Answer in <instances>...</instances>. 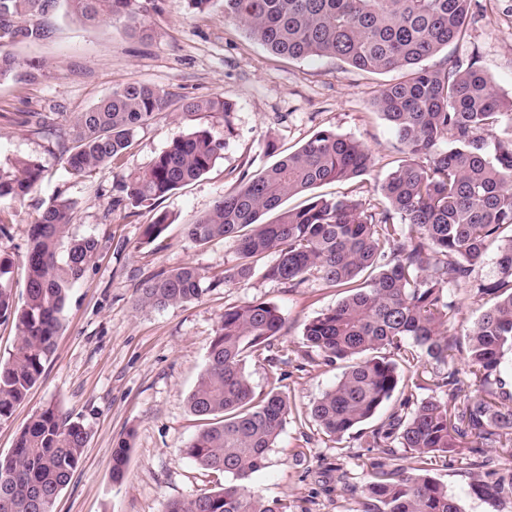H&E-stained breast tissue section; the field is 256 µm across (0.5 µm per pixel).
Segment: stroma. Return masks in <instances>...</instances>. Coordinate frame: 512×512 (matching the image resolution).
<instances>
[{
	"mask_svg": "<svg viewBox=\"0 0 512 512\" xmlns=\"http://www.w3.org/2000/svg\"><path fill=\"white\" fill-rule=\"evenodd\" d=\"M152 36H129L119 21L87 25L58 0L42 20L48 36L19 42L12 53L42 65L41 72L15 70L0 81V169L20 159L39 161L44 177L24 203L0 202V220L10 234L0 248L14 257L13 296L23 302L28 228L49 200L75 203L69 236L94 238V262L71 289L62 326L45 372L12 416L0 421V455H7L30 419L56 406L87 432L83 458L61 491L54 512H162L167 500L215 490L223 472L205 470L186 457L185 447L205 423L187 399L202 372L209 344L226 309L252 301L277 305L285 319L271 355L275 366L247 360L255 393L271 388L272 372L284 376L281 392L291 405L288 423L268 464L246 484L256 496L277 502L282 512H354L356 491L368 479L376 453L350 434L330 440L310 410L336 383L343 364H325L308 350L306 324L346 295L345 288L311 279L287 288L264 276L270 257L253 264L250 278L207 288L200 300L161 309L141 307L136 290L156 275L191 264L207 278L223 276L237 263L234 240L199 244L185 226L208 212L231 190L241 171L257 174L279 156L298 150L316 132L331 130L368 150L370 167L360 177L312 188L315 196L358 199L381 208L379 186L404 157L394 129L376 106L380 90L398 71L369 73L331 58L292 60L267 51L236 22L225 20L224 0L197 10L188 0H148ZM477 59L504 100H512V0H473L466 36L428 57L437 70ZM129 81L159 86L171 106L138 129L116 161L84 177L69 174L56 141L21 117L41 112L66 125L113 88ZM221 93L231 99L230 118L208 112L185 115L184 100ZM206 129L224 150L199 179L161 198L156 210L175 218L158 240L143 243L151 213L129 215L111 206L113 189L145 170L174 139ZM128 439L125 475L113 482L112 449ZM484 469L457 455L434 464L462 512H512V493L491 498L481 485Z\"/></svg>",
	"mask_w": 512,
	"mask_h": 512,
	"instance_id": "stroma-1",
	"label": "stroma"
}]
</instances>
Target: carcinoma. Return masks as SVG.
I'll list each match as a JSON object with an SVG mask.
<instances>
[{
  "instance_id": "carcinoma-1",
  "label": "carcinoma",
  "mask_w": 512,
  "mask_h": 512,
  "mask_svg": "<svg viewBox=\"0 0 512 512\" xmlns=\"http://www.w3.org/2000/svg\"><path fill=\"white\" fill-rule=\"evenodd\" d=\"M57 0H0V80L20 66L8 47L18 38L39 41L40 18ZM87 24L122 20L133 37L149 35L142 0H66ZM472 0H224V19L243 24L251 38L290 59L332 57L359 70H398L376 106L391 124L408 159L379 186L386 206L368 212L355 199L312 197L280 209L283 199L323 183L366 172L368 150L357 140L321 130L297 151L264 171L242 173L212 209L187 225L200 244L232 238L235 271L215 283L246 280L254 259L273 254L265 278L297 288L316 277L351 293L306 326L308 346L323 360L346 363L336 384L313 404L311 416L336 440L360 427L394 396L399 404L378 427L362 432L378 457L355 512H462L447 488L430 476L437 460L469 455L485 466L483 449L512 457V101L472 62L443 71L418 67L467 34ZM27 17L30 24L17 25ZM169 105L154 85L127 82L54 134L66 169L84 176L122 156L135 132ZM234 104L215 94L185 103L188 112L230 117ZM224 142L206 129L172 141L144 171L120 181L115 208H150L155 201L206 173ZM43 177L36 160L0 171V200L22 202ZM75 203L55 197L29 226L24 258L25 300L13 298V257L0 252V318L14 323L16 343L0 360V421L9 418L40 381L54 353L70 289L86 272L98 244L69 234ZM278 211L271 222L261 215ZM401 223H395V218ZM174 223L167 212L145 225L144 240L158 239ZM501 242L497 271L479 275L490 244ZM367 278H362L363 274ZM364 282H359V279ZM205 276L187 264L147 281L137 304L163 308L203 295ZM491 301L466 334V346L447 335L458 303L455 290ZM284 327L279 308L253 301L224 311L206 364L188 397L190 412L207 421L186 446L199 466L230 480L218 490L169 499L163 512H280L241 483L266 468L268 454L290 413L286 397L269 390L255 396L246 359L267 355ZM413 341L448 365L434 380L444 396L419 400ZM465 351L468 381L459 378L456 353ZM83 425L49 405L35 415L0 455V512H53L60 492L82 461ZM126 439L112 451L115 481L125 472ZM404 454L406 464L396 449Z\"/></svg>"
}]
</instances>
